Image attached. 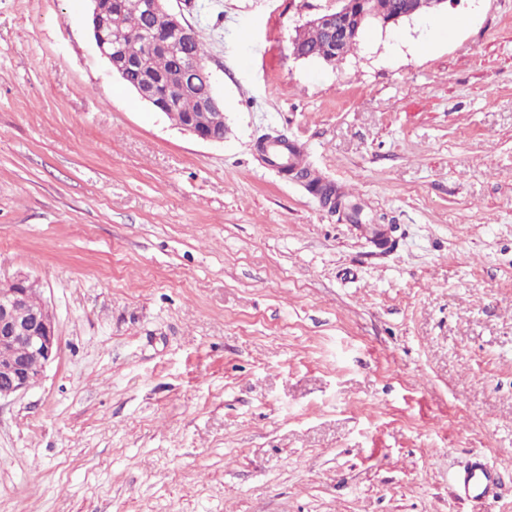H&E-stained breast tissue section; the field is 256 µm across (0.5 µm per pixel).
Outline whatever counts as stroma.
<instances>
[{
  "label": "stroma",
  "mask_w": 512,
  "mask_h": 512,
  "mask_svg": "<svg viewBox=\"0 0 512 512\" xmlns=\"http://www.w3.org/2000/svg\"><path fill=\"white\" fill-rule=\"evenodd\" d=\"M169 5L223 141L110 74L87 0H0V276L59 336L0 400V512H472L474 453L512 512V0L335 64L290 48L333 0ZM277 135L345 209L263 161ZM500 473L496 466L481 454H474L467 464L452 477V487L457 497L482 502L494 497Z\"/></svg>",
  "instance_id": "obj_1"
}]
</instances>
